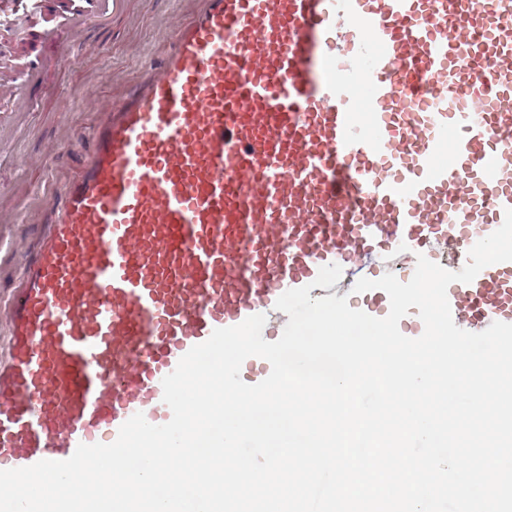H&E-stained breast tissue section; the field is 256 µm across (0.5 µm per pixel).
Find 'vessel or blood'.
I'll return each mask as SVG.
<instances>
[{
	"label": "vessel or blood",
	"instance_id": "vessel-or-blood-1",
	"mask_svg": "<svg viewBox=\"0 0 512 512\" xmlns=\"http://www.w3.org/2000/svg\"><path fill=\"white\" fill-rule=\"evenodd\" d=\"M122 2L63 15L52 65ZM198 2L43 156L81 164L45 184L52 220L0 292V470L167 423L162 380L214 329L284 330L287 290L406 282L421 254L460 271L512 209V0ZM329 264L340 281L315 286ZM447 295L461 329L512 323V262Z\"/></svg>",
	"mask_w": 512,
	"mask_h": 512
}]
</instances>
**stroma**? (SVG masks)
Instances as JSON below:
<instances>
[{
    "label": "stroma",
    "mask_w": 512,
    "mask_h": 512,
    "mask_svg": "<svg viewBox=\"0 0 512 512\" xmlns=\"http://www.w3.org/2000/svg\"><path fill=\"white\" fill-rule=\"evenodd\" d=\"M193 8L192 0H126L124 12L109 27H93L85 33V49L74 63L64 65L44 87L27 89L33 108L0 143V154L13 168L10 175L0 177V212L6 217L0 223V291L12 287L26 252L50 220L49 205L29 208L26 200L44 181L60 184L77 170L76 160L69 158L53 168L43 167L46 147L64 138L69 128L89 129L98 119L74 98V91L92 89L102 74L111 73L119 84L108 95L118 97L120 83L132 80L138 71L135 50L159 52L164 43L161 21Z\"/></svg>",
    "instance_id": "stroma-1"
}]
</instances>
